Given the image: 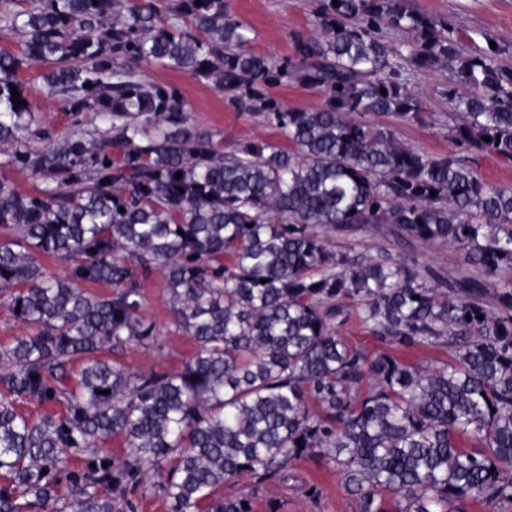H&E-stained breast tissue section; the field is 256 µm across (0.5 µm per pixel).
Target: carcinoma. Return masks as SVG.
I'll list each match as a JSON object with an SVG mask.
<instances>
[{"label": "carcinoma", "mask_w": 512, "mask_h": 512, "mask_svg": "<svg viewBox=\"0 0 512 512\" xmlns=\"http://www.w3.org/2000/svg\"><path fill=\"white\" fill-rule=\"evenodd\" d=\"M26 2L0 0V31L25 46L0 51V153L50 186L23 195L0 182V300L27 327L0 348V512H116L135 488L169 512H251L217 491L244 474L284 481L309 455L335 462L358 512L512 504V289L483 303L512 276V187L471 165L481 153L512 163L500 49L461 50L454 27L405 0H318L316 32L277 60L251 51V28L224 0ZM388 28L412 38L387 43ZM405 61L454 73L444 155L399 141L427 118ZM36 64L74 125L101 124L97 136L34 128L19 71ZM143 65L215 81L293 148L224 149ZM293 81L322 102L289 109L271 94ZM375 224L403 243L457 246V276L415 254L333 245ZM40 255L66 277L46 275ZM154 271L195 345L180 371L110 357L154 337L140 314V278ZM96 282L117 291L81 287ZM352 306L376 337L446 344L452 361L430 370L350 345L335 322ZM22 398L66 413L35 421ZM117 436L123 457L74 468V454Z\"/></svg>", "instance_id": "cac0c4a2"}]
</instances>
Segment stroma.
Segmentation results:
<instances>
[{
    "instance_id": "stroma-1",
    "label": "stroma",
    "mask_w": 512,
    "mask_h": 512,
    "mask_svg": "<svg viewBox=\"0 0 512 512\" xmlns=\"http://www.w3.org/2000/svg\"><path fill=\"white\" fill-rule=\"evenodd\" d=\"M230 12L247 22L252 29L254 52L279 58L291 51V36L314 31L317 0H227ZM412 10L435 18L448 19L461 36L462 48L468 49L479 33L492 34L501 49L505 66L512 67V0H408ZM41 67L21 71L30 99L37 108L40 127L62 134L79 131L94 133L93 123L73 128L72 116L60 97L48 95L40 78ZM144 78L152 83L176 86L188 104L191 122L198 129L214 132L226 147L249 142H284L277 127L234 111L213 82H199L160 66L142 69ZM452 75L448 68L433 71L414 70L411 86L417 91L429 114L424 124L402 126L400 139L406 145L431 154L447 153L448 126L453 121L446 90ZM334 244L367 256L383 252L409 254V247L387 234L385 225L369 227L351 235H334ZM144 296L142 315L153 324L155 336L147 346L130 345L120 354V361L140 371H174L183 369L194 354L192 341L179 332L160 274L154 273L141 283ZM338 332L347 342L367 352H390L408 362L436 368L448 362L447 346H401L380 341L357 316L339 326ZM224 494H245L253 512H357L355 498L349 493L334 463L313 455L290 463L284 482L254 483L243 478L224 487Z\"/></svg>"
}]
</instances>
